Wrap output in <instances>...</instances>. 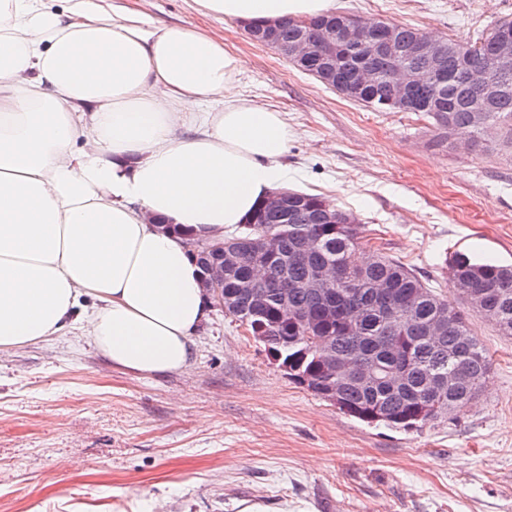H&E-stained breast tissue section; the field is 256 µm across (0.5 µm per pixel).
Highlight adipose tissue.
Instances as JSON below:
<instances>
[{"mask_svg": "<svg viewBox=\"0 0 512 512\" xmlns=\"http://www.w3.org/2000/svg\"><path fill=\"white\" fill-rule=\"evenodd\" d=\"M242 22L333 0H200ZM193 26L0 0V352L76 330L113 367L186 370L209 317L187 234L222 237L288 178L282 113Z\"/></svg>", "mask_w": 512, "mask_h": 512, "instance_id": "obj_1", "label": "adipose tissue"}]
</instances>
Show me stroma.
<instances>
[{
	"label": "stroma",
	"instance_id": "stroma-1",
	"mask_svg": "<svg viewBox=\"0 0 512 512\" xmlns=\"http://www.w3.org/2000/svg\"><path fill=\"white\" fill-rule=\"evenodd\" d=\"M199 26L245 59L239 91L295 131L288 186L353 214L365 252L451 304L449 260L512 264V154L438 145L413 112H375L203 16L196 0H88ZM361 18L476 41L512 0H335ZM491 370L463 413L403 431L296 384L217 308L183 372L113 368L79 333L0 352V512H512V336L470 315Z\"/></svg>",
	"mask_w": 512,
	"mask_h": 512
}]
</instances>
